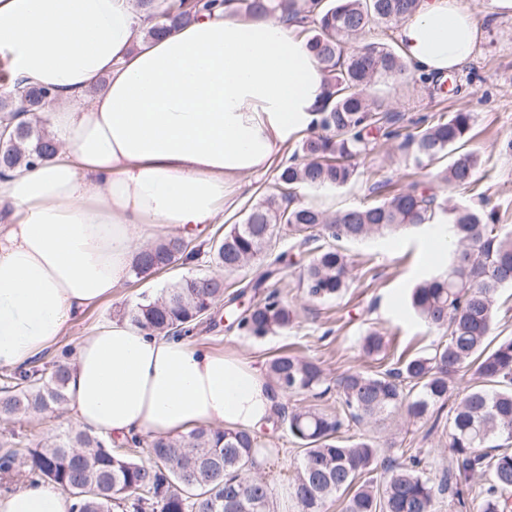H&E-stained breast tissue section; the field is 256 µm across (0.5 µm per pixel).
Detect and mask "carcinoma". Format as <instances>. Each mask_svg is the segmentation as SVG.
Segmentation results:
<instances>
[{
	"instance_id": "1",
	"label": "carcinoma",
	"mask_w": 512,
	"mask_h": 512,
	"mask_svg": "<svg viewBox=\"0 0 512 512\" xmlns=\"http://www.w3.org/2000/svg\"><path fill=\"white\" fill-rule=\"evenodd\" d=\"M225 0H139L151 38L194 19ZM420 0H240L252 15L300 12L316 18L302 26L323 73L329 107L317 126L299 140L291 158L277 167L271 191L252 205L240 224L212 241V261L227 273L245 272L246 284L227 290L224 279L201 275L165 289L125 312L147 331L178 338L193 334L211 310L223 304L225 316L242 335L261 339L292 329L298 314L270 282L287 252L273 254L289 236L313 253L300 285L310 300L340 297L353 279L350 257L336 247L343 240L394 235L429 224L442 202L431 188L411 181L382 202H364L329 217L298 202L303 190L348 184L353 161L371 150L380 137L397 136V114L370 92L381 76L407 71L399 53L382 43L361 40L374 26L391 27L414 12ZM8 90L0 96V121L8 128L0 143V174L33 165L56 152L43 128L26 116L43 109L46 89L24 87L7 74ZM474 121L470 112L440 113L401 143L405 160L426 167L448 160L433 180L474 191L482 181L479 158L459 154V144ZM444 209V208H442ZM455 238L448 271L425 278L412 288L409 311L439 339L424 353L400 355L377 369L352 368L335 380L339 407L327 411L311 399L330 389L323 365L311 358L282 353L266 365V374L285 396L300 397L282 418L298 445L301 459L288 497L294 512H327L340 502L341 512H437L446 496L461 508L477 512H512V338L494 341L498 290L512 285V230L495 224L494 214L468 205L444 209ZM200 254L192 243L172 238L142 251L135 277L161 271ZM265 293L254 302L248 293ZM390 340L367 331L361 351L373 360L387 358ZM72 350L42 365L0 374V424L45 414L67 401ZM473 372L477 384L461 391L458 376ZM448 411L451 461L442 477L418 454L408 462L382 458L368 437H345L342 429L402 412L409 420L439 422ZM148 442L152 460L143 462L136 449ZM272 449L243 429L200 426L178 436L112 438L70 428L53 440L31 445L13 430L0 433V476L24 469L28 480L51 482L74 499L72 512H277L273 489L254 472L257 459Z\"/></svg>"
}]
</instances>
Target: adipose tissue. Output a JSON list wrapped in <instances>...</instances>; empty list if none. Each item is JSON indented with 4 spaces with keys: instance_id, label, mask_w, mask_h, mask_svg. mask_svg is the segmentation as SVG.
Wrapping results in <instances>:
<instances>
[{
    "instance_id": "ef3b65f1",
    "label": "adipose tissue",
    "mask_w": 512,
    "mask_h": 512,
    "mask_svg": "<svg viewBox=\"0 0 512 512\" xmlns=\"http://www.w3.org/2000/svg\"><path fill=\"white\" fill-rule=\"evenodd\" d=\"M132 0H0V51L15 79L50 89L57 153L0 176V368L28 367L129 279L144 243L200 241L326 103L296 21L248 18L237 0L142 40ZM463 0H421L399 54L433 79L473 56ZM64 406L122 439L200 425L270 426L285 396L259 368L124 319L77 342ZM53 483L0 492V512H71Z\"/></svg>"
}]
</instances>
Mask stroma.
Listing matches in <instances>:
<instances>
[{
  "mask_svg": "<svg viewBox=\"0 0 512 512\" xmlns=\"http://www.w3.org/2000/svg\"><path fill=\"white\" fill-rule=\"evenodd\" d=\"M490 0H467L477 18L481 36L474 56L443 83L404 79L378 80L375 92L399 112L398 134L380 139L374 150L357 161V173L346 186L338 189L308 190L302 202L334 212L371 198L375 181L402 184L411 180L429 182L427 170L407 167L399 149L401 134L438 112H471L474 124L467 136L466 151L478 153L486 178L480 193L448 185L436 186L440 199L448 205H478L496 213L499 223L512 227V153L502 145L512 139V14L493 13ZM429 227L423 226L396 236H375L362 241H346L342 247L354 263V280L347 292L336 299L311 301L298 286L299 276L309 262L307 252L293 248L289 239H281L280 249L289 251L291 262L282 264L277 277L281 297L293 304L299 314L292 330L252 339L218 324L199 328L194 337L210 349L237 355L257 367L280 350L294 346L300 354L319 359L330 376L351 368L372 366L363 356L360 338L368 328L390 336L398 349L424 351L437 335L418 321L406 305L410 289L420 280L443 272L446 259H429ZM208 255H200L189 266L174 264L166 272L146 279H129L111 299L89 309L62 336L59 346L75 345L91 327L117 319L119 312L132 308L142 297L155 298L181 279L216 274ZM351 434L364 433L378 443L388 444L389 458H400L403 450L417 448L429 466L448 463L447 437L442 427L431 421L412 422L399 414L379 421L351 427ZM259 438L276 454L262 468L261 474L274 489L278 507L288 504V484L300 459V452L280 422Z\"/></svg>",
  "mask_w": 512,
  "mask_h": 512,
  "instance_id": "1",
  "label": "stroma"
}]
</instances>
